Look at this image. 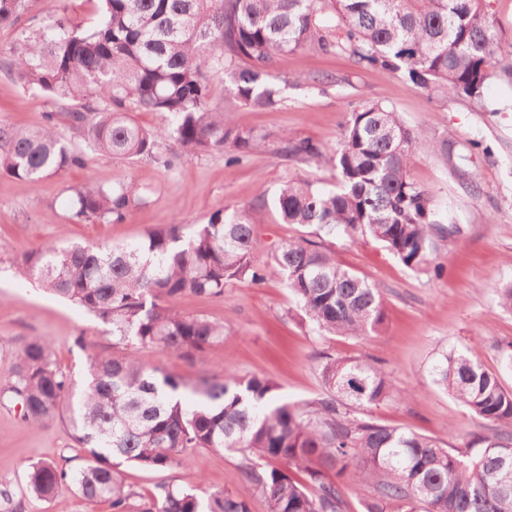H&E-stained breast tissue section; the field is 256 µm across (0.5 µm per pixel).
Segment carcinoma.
I'll return each instance as SVG.
<instances>
[{"label": "carcinoma", "instance_id": "cac0c4a2", "mask_svg": "<svg viewBox=\"0 0 512 512\" xmlns=\"http://www.w3.org/2000/svg\"><path fill=\"white\" fill-rule=\"evenodd\" d=\"M26 0H0V27L14 26ZM99 22L83 30L58 16L11 48L15 77L60 105L45 125H0V171L36 183L72 167L83 155L62 141L64 121L106 156L147 158L170 167L158 141L175 138L190 154L229 149L249 155L257 136L210 104L205 70L230 73L245 107L282 102L269 64L285 52L346 56L360 69L386 70L427 99L467 98L480 105L487 83L512 75V44L500 42L487 0H102ZM136 112L170 115V129L149 130ZM429 142L457 168L456 142L429 139L378 96L350 113L332 155L308 138H284L283 153L300 162L329 159L336 189L280 184L274 206L285 224L371 239L403 265L422 270L436 241L461 235L440 215L433 196L410 174L416 147ZM133 183H88L72 197L82 221L121 222L147 203ZM264 240L240 210L214 214L183 238L179 225L154 229L124 245H46L26 252L18 276L111 325L120 353L93 357L76 387L35 336L20 349L4 388L33 426L67 413L83 455L76 464L38 461L29 492L52 500L72 489L111 512H250L247 500L222 489L199 494L162 482L147 496L125 485L122 466L149 471L185 465L205 448L243 456L244 475L267 512H346L341 479L370 487L364 512H512V391L467 347L439 349L432 382L495 433L444 448L433 438L377 423L367 410L392 401L381 367L357 357L320 358V397L278 399L263 376L222 381L182 377L149 366L137 353L159 347L194 359L226 339L224 325L181 313L184 297L221 299L232 280L280 274L320 336H364L385 320L380 291L336 261L324 241L300 235L253 263Z\"/></svg>", "mask_w": 512, "mask_h": 512}]
</instances>
